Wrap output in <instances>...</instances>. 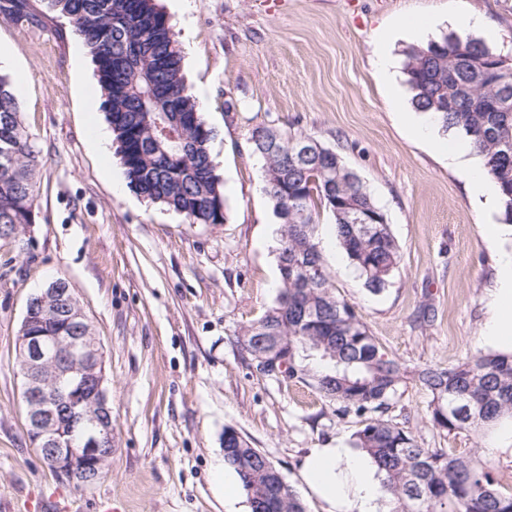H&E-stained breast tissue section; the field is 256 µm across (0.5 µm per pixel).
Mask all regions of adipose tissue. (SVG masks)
<instances>
[{
	"label": "adipose tissue",
	"instance_id": "obj_1",
	"mask_svg": "<svg viewBox=\"0 0 512 512\" xmlns=\"http://www.w3.org/2000/svg\"><path fill=\"white\" fill-rule=\"evenodd\" d=\"M415 133L447 160L449 170L466 179L479 208L500 207V196L470 139L434 135L425 124L417 125ZM482 334L487 344L512 348V254L500 260L497 286L486 302ZM303 473L311 490L326 503L327 512H379L383 493L368 455L347 448H315L305 460Z\"/></svg>",
	"mask_w": 512,
	"mask_h": 512
}]
</instances>
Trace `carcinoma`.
Masks as SVG:
<instances>
[{"label":"carcinoma","mask_w":512,"mask_h":512,"mask_svg":"<svg viewBox=\"0 0 512 512\" xmlns=\"http://www.w3.org/2000/svg\"><path fill=\"white\" fill-rule=\"evenodd\" d=\"M50 12L68 19L89 48L104 97L107 122L129 183L144 198L184 216L189 224H222L225 199L210 147L215 133L203 119L167 125L164 115L203 112L187 86L183 57L170 18L158 0H43ZM0 17L33 27L44 14L28 0H0ZM502 54L483 41L444 35L405 52L404 73L413 107L431 114L444 132L467 135L497 185L503 221L512 224V64L481 75L474 61L499 64ZM290 137L265 125L253 127L248 143L264 161V190L282 219L276 302L257 320L288 352V378L312 381L335 405L336 417L361 418L354 448L377 468L389 512H512V494L495 484L490 461L476 451L467 458L445 448H424L412 431L387 417L408 372L388 354L338 297L322 263L317 224L331 214L336 240L372 294L388 286L400 255L385 214L361 178L339 155L302 157ZM14 156L0 168V235L15 236L38 216L35 180L38 155L20 119L18 91L0 74V150ZM370 219L365 224L363 220ZM254 324L238 338L252 367ZM431 395L428 417L441 433L484 434L512 423V353L471 354L465 361L418 371ZM224 462L239 476L251 512H306L280 471L241 434L228 428Z\"/></svg>","instance_id":"carcinoma-1"}]
</instances>
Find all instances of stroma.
Listing matches in <instances>:
<instances>
[{"instance_id": "35a3bbf8", "label": "stroma", "mask_w": 512, "mask_h": 512, "mask_svg": "<svg viewBox=\"0 0 512 512\" xmlns=\"http://www.w3.org/2000/svg\"><path fill=\"white\" fill-rule=\"evenodd\" d=\"M44 25L0 18V61L18 90L21 120L41 160L38 218L29 251L0 240V502L37 512L35 493L63 512H250L243 488L216 480L224 430L260 449L303 500L326 512L303 478L314 448L352 447L355 416L337 417L309 383L259 374L236 341L240 326L274 304L281 222L263 190V161L248 143L268 125L336 151L384 212L400 261L385 291L369 293L338 244L322 247L336 294L412 373L448 368L482 348L485 298L501 254L512 253L500 211L471 202L449 171L403 124L411 110L403 67L417 45L400 22L438 17L433 37L462 6L480 10L512 41V0H159L170 16L188 86L216 132L211 143L226 203L221 224H189L128 183L107 128L92 56L66 18ZM393 36L392 67L374 64ZM65 280L99 337L112 406V465L74 488L27 436L15 340L27 303ZM431 397L409 378L388 416L426 448L475 452L468 432L427 420Z\"/></svg>"}]
</instances>
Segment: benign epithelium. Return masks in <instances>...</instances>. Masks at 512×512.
<instances>
[{"mask_svg": "<svg viewBox=\"0 0 512 512\" xmlns=\"http://www.w3.org/2000/svg\"><path fill=\"white\" fill-rule=\"evenodd\" d=\"M36 314L72 335L34 331ZM16 352L31 443L59 477L77 486L96 482L112 458V407L102 348L68 284L53 282L28 301Z\"/></svg>", "mask_w": 512, "mask_h": 512, "instance_id": "benign-epithelium-1", "label": "benign epithelium"}]
</instances>
